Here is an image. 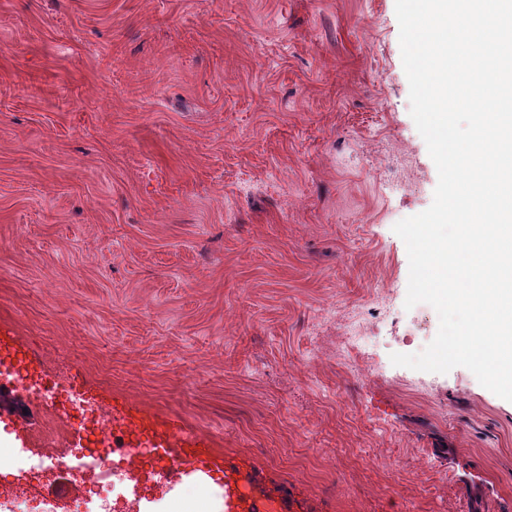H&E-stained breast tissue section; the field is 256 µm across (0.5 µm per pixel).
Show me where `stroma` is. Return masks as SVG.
<instances>
[{
  "label": "stroma",
  "instance_id": "obj_1",
  "mask_svg": "<svg viewBox=\"0 0 512 512\" xmlns=\"http://www.w3.org/2000/svg\"><path fill=\"white\" fill-rule=\"evenodd\" d=\"M399 32L395 0H0V334L287 512H512V402L390 359L439 327L393 231L438 182ZM157 420L170 439L161 440L157 445L159 448H170L175 443H181V446L187 448H198L196 454L190 455L189 458L202 457L205 453L203 448H210L207 442L196 436L184 435L181 421L178 418L165 417Z\"/></svg>",
  "mask_w": 512,
  "mask_h": 512
}]
</instances>
